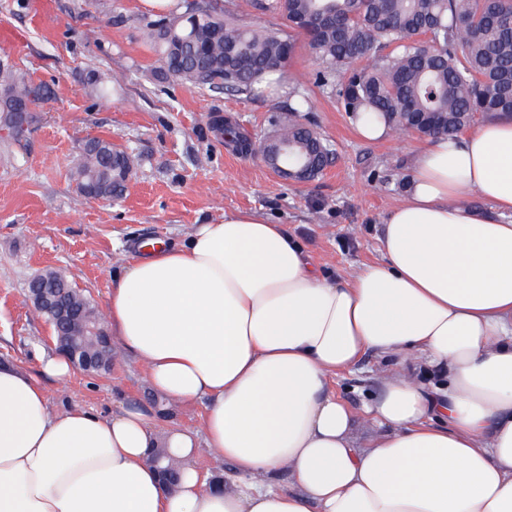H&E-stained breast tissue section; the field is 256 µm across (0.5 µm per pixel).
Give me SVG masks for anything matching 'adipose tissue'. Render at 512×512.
<instances>
[{
    "mask_svg": "<svg viewBox=\"0 0 512 512\" xmlns=\"http://www.w3.org/2000/svg\"><path fill=\"white\" fill-rule=\"evenodd\" d=\"M379 243L330 279L287 225L236 211L131 256L108 325L156 393L205 401L200 429L160 441L135 406L54 412L1 363L0 512H512V120L422 149ZM369 351L433 381L398 375L356 415L328 386ZM160 445L175 485L149 462ZM202 445L223 479L194 465Z\"/></svg>",
    "mask_w": 512,
    "mask_h": 512,
    "instance_id": "ef3b65f1",
    "label": "adipose tissue"
}]
</instances>
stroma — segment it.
I'll return each instance as SVG.
<instances>
[{
    "label": "stroma",
    "mask_w": 512,
    "mask_h": 512,
    "mask_svg": "<svg viewBox=\"0 0 512 512\" xmlns=\"http://www.w3.org/2000/svg\"><path fill=\"white\" fill-rule=\"evenodd\" d=\"M161 17L141 0H0V66L44 89L22 134L0 131V359L38 377L51 410L83 406L108 416L134 402L158 429H197L203 405L156 402L143 365L121 349L106 372L77 370L63 383L41 375L39 359L54 343L26 300L28 281L62 271L105 309L112 275L137 240L173 243L238 210L287 225L315 265L342 276L379 259L382 225L405 200L410 158L426 140L361 138L317 86L320 65L301 41L287 70L302 75L314 103L306 118L336 159L311 181L283 179L240 143L272 130L287 96L199 90L167 75L145 30ZM228 126L235 137L225 135ZM94 137L137 157L123 197L112 202L81 196L72 177L79 144ZM394 370L370 351L329 388L358 410Z\"/></svg>",
    "instance_id": "1"
}]
</instances>
